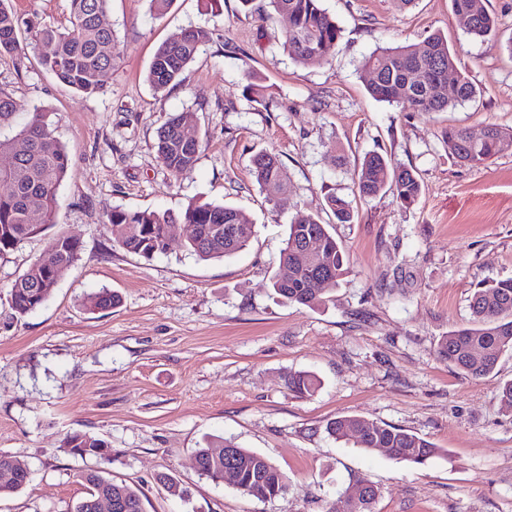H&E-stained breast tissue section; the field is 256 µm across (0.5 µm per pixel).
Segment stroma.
Here are the masks:
<instances>
[{
  "label": "stroma",
  "instance_id": "obj_1",
  "mask_svg": "<svg viewBox=\"0 0 512 512\" xmlns=\"http://www.w3.org/2000/svg\"><path fill=\"white\" fill-rule=\"evenodd\" d=\"M240 0H111L107 21L119 59L107 91L88 96L40 64L21 35L23 60L0 57V91L23 106L0 126L16 135L44 110L69 157L55 223L0 256V452L30 471L0 512H71L86 488L63 439L85 432L112 447L104 469L137 487L144 512H332L358 483L380 489L372 512H512V412L499 400L512 354L474 380L441 362V336L470 319L475 289L512 277V153L484 166L454 163L442 141L451 125L473 134L512 127V0H490L497 39L470 35L450 0H322L341 28L326 58L296 62L283 48L285 16L261 21ZM20 18L67 26L68 0H11ZM212 33L180 85L145 79L156 49L183 29ZM440 32L464 64L475 96L445 112H407L373 99L361 62L374 50ZM264 104H257L256 95ZM185 113L203 148L176 175L156 153L158 128ZM276 153L288 209L275 208L251 159ZM413 169L422 192L401 208L391 193L361 198L352 175L365 153ZM354 219L335 223L330 195ZM207 201L239 208L255 224L236 256L201 261L182 224L166 253L146 260L113 247V209L181 213ZM299 214L333 224L349 273L325 305L277 301L287 224ZM82 254L47 301L18 317L8 291L57 234ZM118 292L119 307L91 312L84 300ZM308 371L317 390L297 397L289 373ZM343 416L409 430L439 448L421 465L330 437ZM224 438L264 454L287 476L286 493L259 500L196 470L205 440ZM166 473L174 495L156 481Z\"/></svg>",
  "mask_w": 512,
  "mask_h": 512
}]
</instances>
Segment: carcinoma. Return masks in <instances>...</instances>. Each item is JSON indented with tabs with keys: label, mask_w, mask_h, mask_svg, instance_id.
<instances>
[{
	"label": "carcinoma",
	"mask_w": 512,
	"mask_h": 512,
	"mask_svg": "<svg viewBox=\"0 0 512 512\" xmlns=\"http://www.w3.org/2000/svg\"><path fill=\"white\" fill-rule=\"evenodd\" d=\"M110 0H69V25L64 28L31 22L26 24L35 43L51 47L42 56V64L63 84L86 95L104 92L103 77L114 68L119 52L112 27L106 16ZM274 12L287 15L289 28L283 47L299 63L321 58L341 36V29L321 0H269ZM455 14L471 18L468 32L486 40L497 35V23L489 11L488 0H451ZM20 18L9 0H0V56L19 51ZM211 39L204 27L185 30L181 37L157 49L148 69L147 81L158 89L181 82L183 73L199 49ZM362 70L370 75L367 89L382 102L395 104L410 112H446L453 102L466 101L475 88L465 72L458 70L455 54L439 33L428 36L420 45L384 48L372 52L362 62ZM423 72V80L415 82L409 75ZM458 72L459 86L454 99L448 98V71ZM22 105L10 94L0 91V125L10 122ZM481 141L471 139L467 129L450 126L443 133L448 155L456 162L479 166L512 151V130L495 124L487 126ZM23 140V150L15 166L0 171V255L13 250L20 242L36 234L41 226L54 223L57 190L68 171V155L45 120V114L33 110L27 123L11 139H0V152H15L16 140ZM203 142L198 130L186 126V116H170L157 131V155L172 173L181 174L194 168ZM252 176L259 188L280 208L290 206L282 196L286 178L279 157L260 152L252 160ZM354 192L371 198L389 190L404 208L412 207L421 193L416 174L404 167L395 168L379 152L368 153L354 173ZM327 204L336 223L351 222L350 203L332 195ZM39 222L33 223L32 216ZM172 224H193L196 234L187 240V250L208 261L231 258L246 250L255 235V224L243 210L221 204H191L181 214L167 211H127L114 209L106 226L112 246L151 259L158 254L168 228ZM312 216L298 218L287 225L278 270L271 278L276 298L287 304L315 308L325 304L327 289L316 287V269L336 286L348 274L343 250L330 231ZM317 237L323 241L319 255L310 259L304 253L302 238ZM81 245L69 237L52 238L42 255L17 278L10 289L14 315L22 317L36 310L48 299V291L40 284L59 265H72L80 257ZM120 301L115 292L102 289L90 294L86 307L90 310L112 308ZM471 321L458 326L439 340L437 357L464 375L480 379L493 373L502 355L512 353V277L499 280L487 289L476 291L469 305ZM288 390L299 396L313 393L317 378L305 371L289 373ZM361 427L356 445L366 451L383 450L389 456L409 464H423L438 452L427 440L405 429L387 424L366 422L356 416L336 418L327 424L329 435L348 438L351 430ZM64 448L82 460H112V448L104 440L87 433L66 436ZM76 448L88 452L78 454ZM233 453L227 457L224 449ZM199 474L220 483L228 473L242 494L261 500L283 494L288 483L283 472L266 456L232 442H210L196 450ZM78 478L87 485L86 495L72 512H97V501L112 496L119 501L117 512H143L140 491L126 483H118L102 472L82 470ZM30 481V471L16 466L12 456L0 453V497L23 490ZM366 497L356 501L347 495L336 500L335 512H372L378 488L364 485Z\"/></svg>",
	"instance_id": "carcinoma-1"
}]
</instances>
